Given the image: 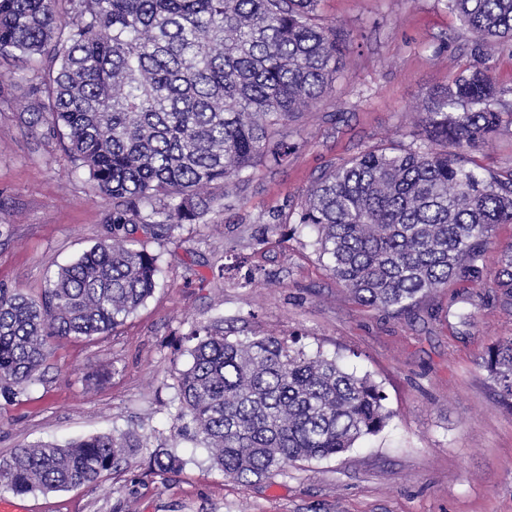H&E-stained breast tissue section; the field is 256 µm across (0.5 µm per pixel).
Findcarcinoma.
Here are the masks:
<instances>
[{"label": "carcinoma", "instance_id": "carcinoma-1", "mask_svg": "<svg viewBox=\"0 0 512 512\" xmlns=\"http://www.w3.org/2000/svg\"><path fill=\"white\" fill-rule=\"evenodd\" d=\"M480 62L431 91L412 143L367 147L321 173L296 212L336 283L380 312L410 313L452 283L493 276L512 307V248L486 264L512 224V172L462 156L512 125L487 48L512 42V0H444ZM319 0H0V57L37 59L26 124L47 125L112 200L106 238L60 267L37 298L0 288V389L36 382L54 338L102 335L153 293L158 257L131 235L167 236L224 206L231 180L300 146L288 126L324 101L346 47ZM178 419L238 483L341 456L392 419L381 386L341 356L273 336L231 339L192 326ZM483 368L512 409V337ZM143 447L134 434L38 443L0 457V491L98 482ZM161 471L180 467L155 450ZM512 245V224H498L491 237L487 253L488 267L493 270L500 252Z\"/></svg>", "mask_w": 512, "mask_h": 512}]
</instances>
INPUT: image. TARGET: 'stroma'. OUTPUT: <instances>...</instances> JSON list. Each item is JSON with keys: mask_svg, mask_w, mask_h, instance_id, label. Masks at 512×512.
<instances>
[{"mask_svg": "<svg viewBox=\"0 0 512 512\" xmlns=\"http://www.w3.org/2000/svg\"><path fill=\"white\" fill-rule=\"evenodd\" d=\"M325 25L347 35L346 61L327 100L291 125L300 148L279 166L231 182V205L172 236L136 243L158 254L153 295L108 334L53 341L40 379L0 396V456L44 442L136 433L144 446L100 482L13 496L15 512H512V411L483 368L512 336V308L489 284H454L411 316L354 301L319 260L310 229L288 215L331 166L380 142L410 143L412 113L475 63L471 35L442 0H321ZM31 71L0 58V287L38 296L59 266L107 234L111 199L75 172L59 138L19 122ZM282 236L255 252L265 224ZM273 275L237 288L216 270L232 255ZM439 311L428 319V308ZM471 312V324L453 312ZM221 320L230 337L301 335L308 351L340 355L381 384L393 417L344 455L241 484L177 432L178 380L192 323ZM182 469H150L157 448Z\"/></svg>", "mask_w": 512, "mask_h": 512, "instance_id": "1", "label": "stroma"}]
</instances>
